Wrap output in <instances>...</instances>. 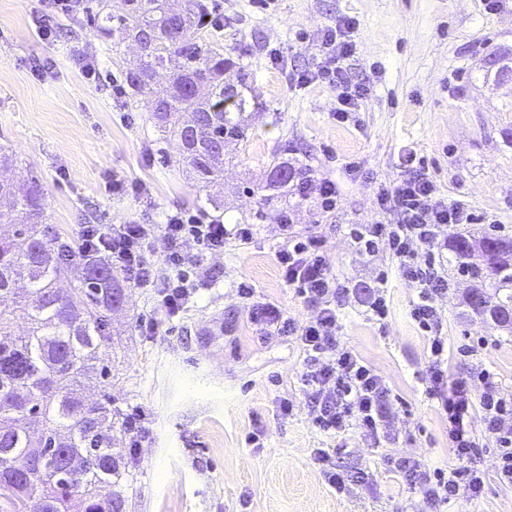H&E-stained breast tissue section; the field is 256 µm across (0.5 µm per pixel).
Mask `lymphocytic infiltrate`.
I'll return each instance as SVG.
<instances>
[{"mask_svg":"<svg viewBox=\"0 0 512 512\" xmlns=\"http://www.w3.org/2000/svg\"><path fill=\"white\" fill-rule=\"evenodd\" d=\"M356 27L355 18L347 17L336 27L325 29L318 44L319 62L292 76L302 87L325 84L334 88L336 117L340 120L356 111L371 91L370 84L353 81L348 72ZM437 192L425 167H410L404 178L379 186L376 192L380 209L392 215V222L359 225L350 229L349 236L359 252L371 255L388 249L402 277L418 290L410 316L425 334L429 393L448 420V437L460 464L433 470L422 460L402 458L396 461L395 469L404 477L419 479L429 502L447 505L480 494L483 474L469 467L467 461L483 433L496 444L500 480L512 486V394L505 393L495 374L486 369L479 372L482 391L477 395L467 382L450 377L448 363L453 350L442 333L444 316L435 303L450 288L440 246L448 237L450 225L474 224L478 217L463 201L437 200ZM280 228L284 237L276 257L283 279L296 288L304 301L317 305L319 311L310 320L295 323L273 302L256 300L249 282H240L237 292L248 308L257 340L265 343L289 337L302 349L299 383L312 421L320 430L336 434L355 428L364 438L380 441L387 432L383 409L389 389L374 368L336 339L337 308L347 288L332 274L318 235L293 230L287 216L281 218ZM158 233L169 244L165 257L169 272L165 275L159 274L147 258ZM255 233L251 224L229 226L176 211L167 214L165 224L159 226L84 225L81 246L106 253L134 287L156 289L164 308L174 315L186 308L198 291L184 270L191 250L220 252L231 240L250 243ZM478 421L484 426L480 433L474 428Z\"/></svg>","mask_w":512,"mask_h":512,"instance_id":"1","label":"lymphocytic infiltrate"}]
</instances>
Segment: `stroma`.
Masks as SVG:
<instances>
[{
    "label": "stroma",
    "instance_id": "obj_1",
    "mask_svg": "<svg viewBox=\"0 0 512 512\" xmlns=\"http://www.w3.org/2000/svg\"><path fill=\"white\" fill-rule=\"evenodd\" d=\"M220 7L224 52L255 73L259 107L244 141L229 145L223 186H203L180 161L176 140L160 139L152 97L125 86V68L138 50L128 41L100 42L85 13L62 18L52 38L38 19L48 0H0V145L13 155L20 179L44 190L50 236L78 240L85 223H163L167 212L202 211L208 198L222 210L208 218L253 224L251 243L200 253V290L170 315L148 288H130L126 308L112 316L118 341L111 380L84 387L89 399L110 394L123 409L144 413L148 436L136 449L125 512H512V486L500 482L496 448L481 436L474 463L484 486L474 499L431 506L422 487L389 467L388 458L417 457L430 467L454 464L448 423L427 391L425 338L410 317L415 288L392 268L388 252L368 256L348 237L354 224H386L379 186L405 175L415 152L442 198L471 205L482 231L512 236V82L484 81L491 61L512 50V0L485 11L482 0H207ZM356 18L351 77L372 91L348 122L336 118L335 90L295 86L294 72L311 67L322 30ZM281 62H273L272 51ZM101 78L88 81L84 57ZM124 84L113 96L112 83ZM336 181L341 206L319 213L285 193L273 204L254 193L272 153ZM146 183V198L112 191L113 179ZM290 211L298 231L317 232L333 274L351 294L340 308L336 338L351 347L391 390L390 441L372 447L357 433L334 436L312 422L299 383L303 353L289 339L258 342L237 296L240 281L255 295L303 322L316 309L285 283L276 259L279 216ZM388 271V316L363 307L380 271ZM453 288L439 304L451 346L468 338L486 345L472 358L453 354V379L477 382L496 373L512 391V333L474 314L465 302L469 278L449 268ZM155 325L145 335L147 325ZM294 410L282 415L281 398ZM263 449L245 441L256 428ZM332 449L337 470L373 475L338 493L315 459Z\"/></svg>",
    "mask_w": 512,
    "mask_h": 512
}]
</instances>
